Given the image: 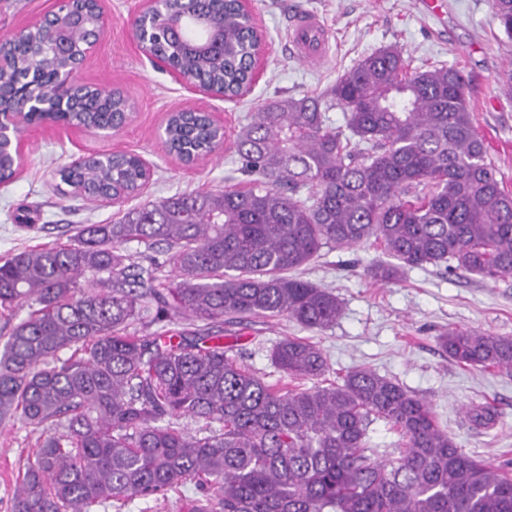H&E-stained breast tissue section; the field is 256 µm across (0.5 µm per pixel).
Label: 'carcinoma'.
Here are the masks:
<instances>
[{"mask_svg":"<svg viewBox=\"0 0 512 512\" xmlns=\"http://www.w3.org/2000/svg\"><path fill=\"white\" fill-rule=\"evenodd\" d=\"M491 4L512 42V0ZM197 7L220 27L223 54L194 48L191 21L181 41L157 26L152 45L234 95L254 36L237 0ZM80 19L72 44L94 30V0H84ZM65 61L33 36L15 64L20 87ZM467 88L453 66L414 67L401 48L384 47L327 95L273 100L250 115L235 139L247 186L148 202L111 224L74 227L66 245L1 260L0 313L29 312L0 349V420L16 415L42 437L12 512L163 503L186 481L200 491L191 512H512V476L464 452L431 405L394 379L356 367L324 385L322 349L289 336L269 354L289 382L271 383L231 355L221 330L227 320L279 315L313 332L333 327L339 298L297 275L324 248L380 245L387 259L370 269L377 282L428 265L512 279V193ZM88 96L69 113L76 125L127 111L119 93L94 87ZM336 108L342 127L326 115ZM211 141L201 116L169 118V150L203 156ZM59 175L90 202L147 181L126 157ZM131 242L165 246L166 262L143 264L126 250ZM153 325L160 331L143 333ZM438 342L460 366L512 373V336L455 327ZM182 419L202 426L192 433ZM377 420L401 447L369 446Z\"/></svg>","mask_w":512,"mask_h":512,"instance_id":"carcinoma-1","label":"carcinoma"}]
</instances>
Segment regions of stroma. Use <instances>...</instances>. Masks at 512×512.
Wrapping results in <instances>:
<instances>
[{
	"instance_id": "stroma-1",
	"label": "stroma",
	"mask_w": 512,
	"mask_h": 512,
	"mask_svg": "<svg viewBox=\"0 0 512 512\" xmlns=\"http://www.w3.org/2000/svg\"><path fill=\"white\" fill-rule=\"evenodd\" d=\"M421 0H250L266 41L263 75L247 97L230 102L205 97L155 69L134 37L138 0H101L109 25L99 47L78 73L91 86L121 91L132 105L128 124L102 137L83 128L26 129L20 135L24 166L0 185V259L41 244H64L79 224H109L120 208H133L176 193L220 191L245 186L234 158V140L251 112L283 97L317 96L377 49L396 45L414 65L445 64L464 70L468 98L488 155L512 191V99L499 95L497 73L512 62L501 42L491 0H441V16L424 12ZM55 0H0V37L12 35ZM311 11L326 32L320 61L304 62L290 42L296 15ZM200 108L224 124V148L195 164L170 153L161 137L170 113ZM123 150L139 155L151 179L122 207L61 198L54 173L74 159ZM380 252L364 245L322 249L304 279L331 289L342 302L334 327L306 334L287 317L256 316L228 322L239 356L267 381L278 378L269 360L275 343L309 336L325 353L335 381L347 370L369 366L429 401L441 428L460 448L512 474V373L464 369L439 347L450 327L512 336V280L487 283L460 271L428 266L406 271L399 281H373L368 265ZM491 405L495 424L476 427L471 408ZM39 441L18 419L0 422V512H11L13 487Z\"/></svg>"
}]
</instances>
